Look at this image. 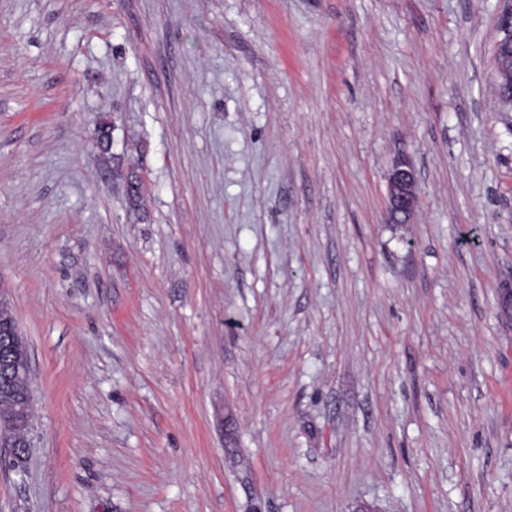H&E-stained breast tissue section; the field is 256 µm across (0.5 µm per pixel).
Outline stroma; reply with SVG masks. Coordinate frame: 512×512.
<instances>
[{
    "mask_svg": "<svg viewBox=\"0 0 512 512\" xmlns=\"http://www.w3.org/2000/svg\"><path fill=\"white\" fill-rule=\"evenodd\" d=\"M503 7L0 0V512H512ZM504 1L508 3V7L497 17L502 37L495 46L494 75L500 101L512 108V2ZM417 179L407 160H399L388 176L387 209L391 222L405 223L414 211L417 199ZM12 314V329L8 332L3 326L10 324L4 320L0 321V358L3 367L0 372V419L9 415L19 398L30 394L28 380L17 379L14 375L6 372L4 363L6 360H27L23 338ZM19 336V337H17ZM13 419L14 424L17 427L22 428V430L18 433L16 440L12 444H10L12 446L8 448V452L12 458L13 467L21 470L25 466L23 464L25 463L27 454L21 455L17 448H26L27 451L28 448H30V441L27 438L28 433H26V426L32 419V405L29 400L26 399L13 410Z\"/></svg>",
    "mask_w": 512,
    "mask_h": 512,
    "instance_id": "obj_1",
    "label": "stroma"
}]
</instances>
